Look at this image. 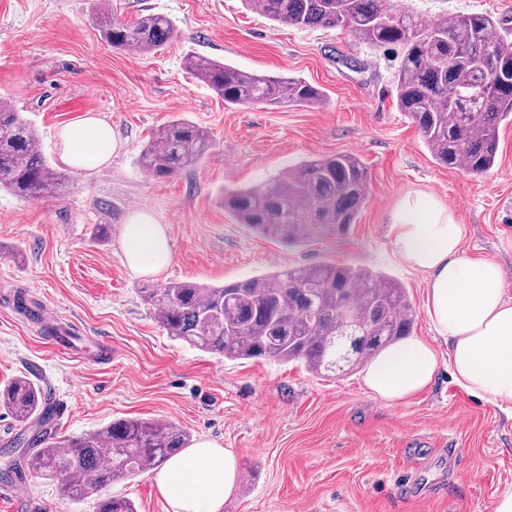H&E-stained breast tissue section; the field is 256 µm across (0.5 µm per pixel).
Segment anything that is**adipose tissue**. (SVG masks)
I'll list each match as a JSON object with an SVG mask.
<instances>
[{
  "label": "adipose tissue",
  "instance_id": "adipose-tissue-1",
  "mask_svg": "<svg viewBox=\"0 0 512 512\" xmlns=\"http://www.w3.org/2000/svg\"><path fill=\"white\" fill-rule=\"evenodd\" d=\"M58 138L61 161L81 172L105 166L120 146L111 124L94 115L64 128ZM390 238L398 257L425 275V312L448 352L440 354L421 337H405L367 365L366 388L385 403L405 404L445 367L472 397L512 415V300L506 297L500 265L467 257L463 225L428 193L397 203ZM122 246L126 265L136 275L159 274L172 260L163 226L146 211L128 217ZM238 476L232 449L204 439L170 457L153 481L171 512H221Z\"/></svg>",
  "mask_w": 512,
  "mask_h": 512
}]
</instances>
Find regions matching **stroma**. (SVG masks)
Returning <instances> with one entry per match:
<instances>
[{
	"label": "stroma",
	"instance_id": "35a3bbf8",
	"mask_svg": "<svg viewBox=\"0 0 512 512\" xmlns=\"http://www.w3.org/2000/svg\"><path fill=\"white\" fill-rule=\"evenodd\" d=\"M425 22L483 13L512 20V0H402ZM94 0H0V100L37 129L60 166L58 133L87 114L121 142L109 163L74 172L65 192L20 199L0 189V387L18 376L51 388L57 439L117 418L164 419L191 441L232 449L247 481L222 512H493L512 486V417L440 373L405 405L366 389L363 370L317 377L302 364L229 361L167 336L139 289L197 281L223 285L277 268L335 263L380 270L405 288L412 335L432 340L423 274L395 255L389 218L424 191L465 227L468 256L497 262L512 299V124L499 157L473 175L438 165L396 105L399 56L347 31L295 28L243 0H112L125 22L170 17L178 35L154 54L113 50L92 20ZM198 52L250 72L299 76L320 87L319 108L226 105L185 69ZM184 118L213 147L197 166L154 178L138 164L151 132ZM352 153L363 162L368 200L340 237L289 247L236 223L224 189L276 178L313 156ZM148 210L166 228L172 261L158 275L124 263L122 227ZM112 228L108 241L96 225ZM47 310L34 320L28 308ZM111 359H103L104 346ZM31 512H96L33 473ZM137 512H170L151 472L106 488Z\"/></svg>",
	"mask_w": 512,
	"mask_h": 512
}]
</instances>
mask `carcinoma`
<instances>
[{
    "mask_svg": "<svg viewBox=\"0 0 512 512\" xmlns=\"http://www.w3.org/2000/svg\"><path fill=\"white\" fill-rule=\"evenodd\" d=\"M389 0H245L272 21L297 28L345 29L373 48L395 46L396 103L439 164L472 174L496 163L499 128L512 123V28L484 14L444 15L425 23ZM112 48L156 53L176 36L173 21L147 14L133 23L99 7L93 16ZM184 67L226 105L263 103L319 108L324 91L297 77L239 70L192 52ZM212 147L193 122L158 127L140 154L154 177L196 165ZM70 181L46 159L39 135L17 109L0 106V189L20 199L53 196ZM368 196L367 172L353 154L313 157L271 181L224 190V209L264 237L303 246L339 236L355 223ZM167 335L227 360L264 358L301 363L324 377L358 368L410 335L414 311L406 290L382 273L348 265L278 269L224 286L193 281L139 288ZM351 305L359 340L349 360L333 365L340 310ZM0 407L31 435L14 443L28 448V469L59 483L74 501L97 499V512H136L120 496L100 498L108 486L160 467L187 447L181 427L155 419H118L99 430L56 439L51 389L18 376L0 390Z\"/></svg>",
    "mask_w": 512,
    "mask_h": 512,
    "instance_id": "carcinoma-1",
    "label": "carcinoma"
}]
</instances>
